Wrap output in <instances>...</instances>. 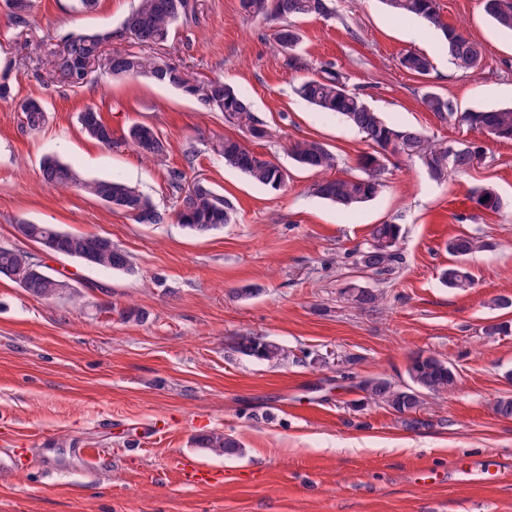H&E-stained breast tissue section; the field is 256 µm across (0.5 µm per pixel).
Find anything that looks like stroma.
I'll use <instances>...</instances> for the list:
<instances>
[{
	"mask_svg": "<svg viewBox=\"0 0 512 512\" xmlns=\"http://www.w3.org/2000/svg\"><path fill=\"white\" fill-rule=\"evenodd\" d=\"M437 3L444 24L482 44L481 68L458 69L440 29L396 17L383 0H335V16L300 19L301 51L313 66L333 64L387 123L442 146L474 140L467 124L425 110L422 96L437 92L458 113L512 107V34L486 16L483 0ZM134 5L99 0L82 12L75 0H33L24 27L0 5V84L10 88L0 99V245L40 254L14 226L54 224L110 238L134 265L127 274L40 255L80 292L75 303L39 300L0 278V512H512V479L472 477L487 456L512 471V419L494 411L512 397V334L484 333L512 324V308L492 306L512 296V140L484 139L479 164L439 180L419 157H389L375 198L338 207L314 193L319 173L299 167L289 145L325 144L339 177L360 175L373 146L295 94L300 75L273 48L272 23L247 16L240 0H195L192 19L158 52L234 85L276 129L272 140L143 78L96 69L74 86L35 74L34 60L65 36L118 30ZM409 52L430 59L427 75L401 67ZM26 98L48 110L40 131L21 125L15 103ZM88 107L111 125L114 147L81 132L77 115ZM135 123L166 140L161 161L122 144ZM227 136L281 167L285 187L269 190L226 166L214 146ZM47 156L82 178L136 187L163 222L138 224L78 189L46 184ZM176 173L224 195L232 222L204 235L178 223ZM484 187L501 196L499 212L474 204ZM377 224L399 225L403 254L381 275L358 263ZM462 233L485 243L465 260L475 276L465 291L439 279L453 261L448 241ZM351 285L381 292L380 310L353 307L342 294ZM129 308L145 320H124ZM248 332L279 342L287 359L273 366L234 352L233 337ZM421 351L450 362L458 386L426 399L432 425L414 432L356 384L405 381ZM215 430L241 453L196 447L195 436ZM81 448L102 451L93 473ZM189 460L205 462L217 482L186 481Z\"/></svg>",
	"mask_w": 512,
	"mask_h": 512,
	"instance_id": "obj_1",
	"label": "stroma"
}]
</instances>
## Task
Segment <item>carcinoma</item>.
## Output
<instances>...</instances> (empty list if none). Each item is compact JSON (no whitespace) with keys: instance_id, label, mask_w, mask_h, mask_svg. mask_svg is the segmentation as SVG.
<instances>
[{"instance_id":"carcinoma-1","label":"carcinoma","mask_w":512,"mask_h":512,"mask_svg":"<svg viewBox=\"0 0 512 512\" xmlns=\"http://www.w3.org/2000/svg\"><path fill=\"white\" fill-rule=\"evenodd\" d=\"M6 2L11 22L16 25L27 23L31 0ZM385 3L400 17H417L442 30L448 54L458 68L469 71L480 67L484 55L482 44L445 25L437 0H385ZM240 5L251 17L277 22L271 33L275 47L284 54L288 69L305 73L295 88L297 95L322 112L342 117L357 127L376 147L373 153L360 159L366 176L346 178L330 175L337 166L336 155L322 143L303 140L291 144L290 154L299 166L325 174L314 184L318 196L345 207L372 199L383 186L381 173L384 171V159L389 154L420 155L435 178H441L450 171L465 172L482 161L484 150L478 141L460 144L451 153L448 147L433 144L417 129H400L386 123L362 97L348 90L343 76L334 70L332 64H324L318 72H311V65L297 52L301 34L294 20L331 15L329 0H240ZM194 8L190 0H137L121 31L69 34L62 50L50 53L40 77L47 84L60 79L74 85L81 84L90 66L99 61L112 68L114 78L144 77L154 84L174 88L204 108L224 113L225 121L245 129L252 138L260 140L272 137L265 124L253 115L247 99L229 83L195 78L164 58L143 52L115 50L107 57L101 54L103 43L112 38L129 39L140 47L163 45L170 39L177 23L191 18ZM485 11L501 28L512 31V0H485ZM400 65L408 72L421 76L431 68L430 60L416 53L405 54L400 59ZM422 103L428 111L445 119L458 120L480 133L486 131L496 138L512 140V107L458 114L447 98L435 92L425 93ZM17 107L26 130L37 132L46 124L48 115L39 101L23 100ZM85 114L89 115V119L80 123L81 131L105 146L114 145L99 112L87 108L80 112L82 116ZM125 139L146 159H159L167 153L166 141L149 125H132ZM216 151L224 159V164L239 170L255 183L273 191L285 186L284 172L251 151L239 139H222L216 145ZM41 172L44 182L57 188L78 187L98 200L105 194H112V199L119 202L122 211L138 224L145 220L159 224L164 220L149 196L126 184L108 179H81L69 166L53 157L44 158ZM170 188L177 199L176 218L190 230L207 234L231 223L232 214L224 196L203 182L198 180L186 186L177 175L171 179ZM473 201L488 211L495 212L500 208L499 197L489 188L474 196ZM14 229L17 236L39 245L55 243L62 257L78 259L88 266L113 272L134 271L129 255L113 247L112 241H105L98 235L67 232L52 224L25 222L14 225ZM399 240L398 225H376L370 246L359 255V264L376 274L393 270L402 260ZM485 247L480 238L468 234L457 235L448 241V253L458 259ZM35 265V257L30 252L19 247H0V277L9 279L39 300L78 298L65 281L45 272H36ZM440 279L447 287L460 291L475 284L473 273L459 262L444 268ZM342 294L361 309L375 308L382 300V294L356 286L344 289ZM232 348L242 356L271 364H277L287 357V351L280 343L254 333L235 337ZM406 375L407 381L403 384H396L384 377H373L360 381L358 388L368 400L398 414L407 429L419 431L429 428L432 421L417 416V413L425 404L426 397L444 394L457 386V372L442 357L419 352L410 358ZM195 444L220 455L230 456L241 452L240 444L220 431L196 437Z\"/></svg>"}]
</instances>
